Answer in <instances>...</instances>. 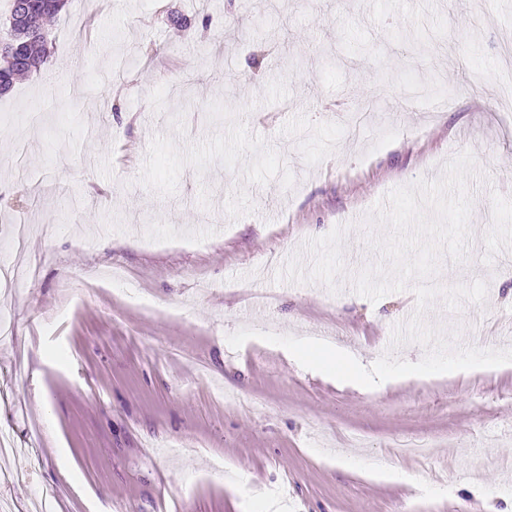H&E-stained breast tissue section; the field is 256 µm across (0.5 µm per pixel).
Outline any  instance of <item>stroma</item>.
<instances>
[{
  "label": "stroma",
  "instance_id": "1",
  "mask_svg": "<svg viewBox=\"0 0 512 512\" xmlns=\"http://www.w3.org/2000/svg\"><path fill=\"white\" fill-rule=\"evenodd\" d=\"M512 0H68L0 97V500L13 512H504L512 364L368 389L252 328L371 366L416 307L370 302L368 215L471 151L467 258L435 301L512 348ZM51 226L23 247L15 224ZM422 440L428 459L405 454Z\"/></svg>",
  "mask_w": 512,
  "mask_h": 512
}]
</instances>
